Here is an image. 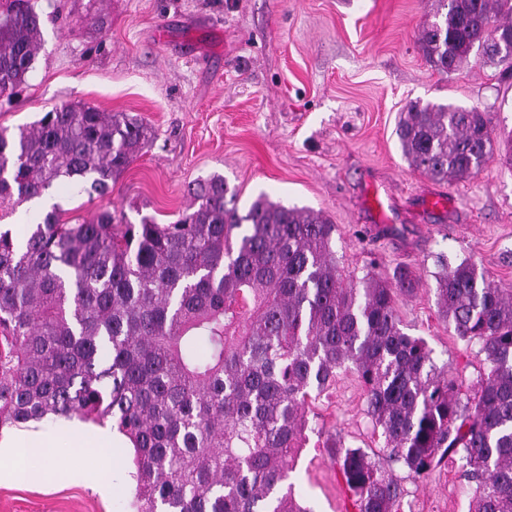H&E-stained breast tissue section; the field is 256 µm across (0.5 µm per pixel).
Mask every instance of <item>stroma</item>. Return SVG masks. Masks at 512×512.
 I'll return each instance as SVG.
<instances>
[{"instance_id":"stroma-1","label":"stroma","mask_w":512,"mask_h":512,"mask_svg":"<svg viewBox=\"0 0 512 512\" xmlns=\"http://www.w3.org/2000/svg\"><path fill=\"white\" fill-rule=\"evenodd\" d=\"M37 8L42 47L27 86L0 96V131L78 102L136 115L154 131L109 194L51 188L66 221L109 210L166 224L189 207V184L214 173L237 190L239 208L265 193L323 211L344 274L413 273L414 291L396 300L404 331L424 338L436 365L474 394L485 356L439 314L434 260H470L512 288V164L496 153L475 177L437 182L409 166L395 130L421 100L477 108L495 133L512 131V79L474 57L448 74L426 61L417 39L434 0H37ZM373 188L394 201L387 221L367 205ZM435 194L445 206L429 204ZM311 413L289 480L311 512H353L331 446L383 452L355 375L339 373ZM64 464L69 476L55 484L32 466L1 481L0 512H130L129 453L107 497L85 479L93 460ZM459 467L452 457L418 478L394 465L399 512H469Z\"/></svg>"}]
</instances>
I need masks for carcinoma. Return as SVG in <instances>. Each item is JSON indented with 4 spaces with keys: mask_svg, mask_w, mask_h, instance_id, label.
Listing matches in <instances>:
<instances>
[{
    "mask_svg": "<svg viewBox=\"0 0 512 512\" xmlns=\"http://www.w3.org/2000/svg\"><path fill=\"white\" fill-rule=\"evenodd\" d=\"M33 0H0V95L27 84L41 47ZM452 73L473 54L512 77V0H438L419 38ZM488 114L409 103L396 128L409 165L435 181L479 173ZM153 138L126 112L70 104L0 133V219L60 184L104 195ZM171 224L109 212L82 224L54 205L17 240L0 230V427L47 414L110 420L134 453L132 512H311L288 474L309 404L350 369L386 456L334 445L357 512H397L390 466L416 476L450 454L474 512H512V289L463 260L437 259L448 328L488 364L472 396L403 331L393 280L343 276L336 225L261 194L245 213L224 177L188 189Z\"/></svg>",
    "mask_w": 512,
    "mask_h": 512,
    "instance_id": "1",
    "label": "carcinoma"
}]
</instances>
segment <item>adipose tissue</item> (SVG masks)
<instances>
[{
    "mask_svg": "<svg viewBox=\"0 0 512 512\" xmlns=\"http://www.w3.org/2000/svg\"><path fill=\"white\" fill-rule=\"evenodd\" d=\"M121 436L111 423H94L82 419L58 418L48 433H41L36 423L0 427V480L11 477L14 463L22 457L46 462V477L59 482L66 473L58 464L59 449L85 455L98 461L101 470L114 464L113 448L119 447Z\"/></svg>",
    "mask_w": 512,
    "mask_h": 512,
    "instance_id": "adipose-tissue-1",
    "label": "adipose tissue"
}]
</instances>
